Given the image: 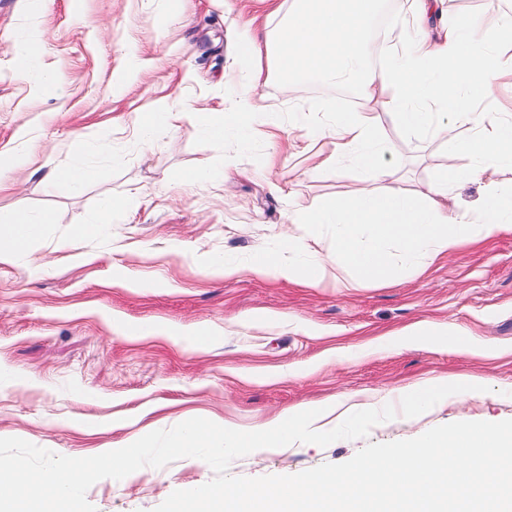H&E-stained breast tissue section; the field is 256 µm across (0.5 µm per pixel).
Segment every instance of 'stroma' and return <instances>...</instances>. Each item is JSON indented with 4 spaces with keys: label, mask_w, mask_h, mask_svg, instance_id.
<instances>
[{
    "label": "stroma",
    "mask_w": 512,
    "mask_h": 512,
    "mask_svg": "<svg viewBox=\"0 0 512 512\" xmlns=\"http://www.w3.org/2000/svg\"><path fill=\"white\" fill-rule=\"evenodd\" d=\"M166 12V0H0V156L18 161L4 175L0 216L53 217L26 261L0 264V438L91 457L191 418L253 428L306 403L323 405L332 428L354 405L462 372L485 379L487 393L380 423L364 440L259 449L228 472L292 475L347 462L368 442L512 419V235L395 285L333 268L308 288L247 269L256 252H287L289 236L308 233L288 222L299 209L361 187L351 163L332 176L310 169L336 111L373 113L394 145L379 163L382 187L427 192L448 161L442 140L393 124L382 98L317 77L290 85L273 72L256 89L264 110L254 131L210 141L207 115L246 83L237 46L264 37L265 5L185 0L178 19ZM27 35L43 41L55 90L38 91L19 70L14 44ZM119 73L132 77L121 94ZM160 98L188 115L143 141L136 122ZM76 162L94 171L78 192L50 176ZM191 169L204 180L182 183ZM109 199L125 205L114 228L77 237ZM215 262L240 271L224 276ZM130 321L154 335L127 337ZM418 322L454 325L488 349L472 357L387 341ZM189 331L209 343L187 346ZM213 476L208 464L180 459L99 480L86 497L97 512H154Z\"/></svg>",
    "instance_id": "obj_1"
}]
</instances>
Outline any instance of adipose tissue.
<instances>
[{"label":"adipose tissue","mask_w":512,"mask_h":512,"mask_svg":"<svg viewBox=\"0 0 512 512\" xmlns=\"http://www.w3.org/2000/svg\"><path fill=\"white\" fill-rule=\"evenodd\" d=\"M266 2L268 19L278 22L275 35L262 44L242 39L237 60L249 82L225 102L223 111L210 113L205 129L211 140L251 128L262 109L254 89L263 72L262 60L269 56L279 77L289 83L316 76L342 82L363 98L378 89L387 91L386 110L395 125L413 134L438 135L452 155L467 157L470 165H443L425 196L396 187L372 189L378 164L390 147L369 113H336L326 130L333 150L315 170L335 172L347 159L366 185L301 209L299 223L335 225L336 245L328 255L313 251L306 238L295 237L288 242L287 255H254L250 269L255 275L317 287L328 267L335 266L364 284H397L478 240L512 235V195L495 187L487 188L475 212L448 207V192L459 183L512 167V121L473 109L506 65L498 46L512 42V0H494L492 28L476 17L455 16L435 41L428 36L427 24L438 0H407L405 30L389 34L386 60L379 67L370 64L376 48L369 39L379 0H293L288 8L279 0ZM439 110L445 115L440 123L435 120ZM464 125L470 133L462 137L458 129ZM51 221L46 213L33 218L19 211L1 222L0 263L18 262L30 254L34 240L17 237L16 225L30 223L40 229ZM392 341L398 346L482 353L481 346L448 327L420 324Z\"/></svg>","instance_id":"adipose-tissue-1"}]
</instances>
